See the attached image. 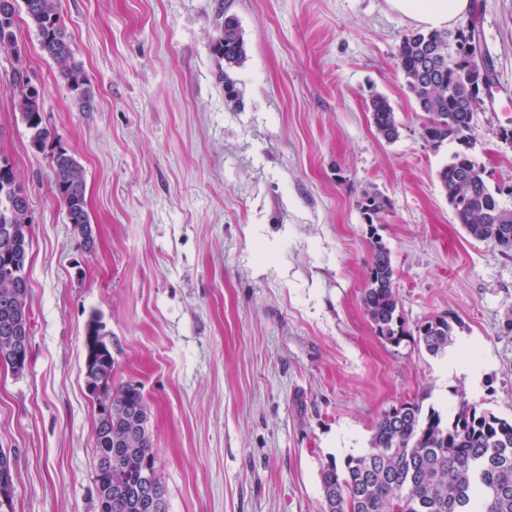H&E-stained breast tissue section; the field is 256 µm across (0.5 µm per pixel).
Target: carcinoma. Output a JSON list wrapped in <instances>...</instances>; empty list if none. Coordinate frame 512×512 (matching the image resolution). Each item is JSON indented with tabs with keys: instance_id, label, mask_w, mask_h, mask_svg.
I'll use <instances>...</instances> for the list:
<instances>
[{
	"instance_id": "obj_1",
	"label": "carcinoma",
	"mask_w": 512,
	"mask_h": 512,
	"mask_svg": "<svg viewBox=\"0 0 512 512\" xmlns=\"http://www.w3.org/2000/svg\"><path fill=\"white\" fill-rule=\"evenodd\" d=\"M41 50L57 64L80 111L93 110V90L82 66L74 60L70 35L58 0H0V48L21 57L16 38L19 9ZM213 52L229 65L246 58L237 21L224 18V28ZM397 64L419 111L425 113L423 138L439 145L452 140L469 144L474 112L495 84L493 63L480 49L478 19L468 32L447 29L416 30L398 47ZM18 109L28 132V144L45 152L50 131L43 119L40 90L20 84ZM369 110L378 134L391 142L399 124L389 100L376 95ZM53 191L65 207L80 249L94 248L93 227L85 197L84 168L64 146L50 153ZM438 179L455 216L475 239L512 251V209L504 207L487 187L483 167L467 153L457 151L438 172ZM372 225L390 208L379 193L359 201ZM0 362L21 354L30 358L31 346L13 340L11 329L28 335L30 247L29 197L11 161L0 156ZM362 303L376 333L390 343L405 335L395 286V270L386 247L371 241ZM459 321L450 313L437 315L417 327L426 351L442 355L454 345ZM104 328L92 317L85 328L84 367L98 375L99 389L112 399V411L96 420L94 434L97 512H168L165 490L155 468L148 432L147 404L134 385L112 388V350ZM323 512H512V420L462 403L443 417L422 402H400L383 411L370 448L339 463L329 460L320 472ZM154 486L160 508L140 490Z\"/></svg>"
}]
</instances>
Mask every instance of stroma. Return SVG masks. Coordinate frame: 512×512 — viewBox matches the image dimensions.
<instances>
[{"label": "stroma", "mask_w": 512, "mask_h": 512, "mask_svg": "<svg viewBox=\"0 0 512 512\" xmlns=\"http://www.w3.org/2000/svg\"><path fill=\"white\" fill-rule=\"evenodd\" d=\"M95 92L80 111L34 29L0 49V154L28 191L32 357L0 367V512H97L84 334L98 314L112 381L139 385L169 512H322L329 458L368 448L403 400L512 418V252L470 237L437 173L459 145L421 136L397 66L417 22L388 0H59ZM496 71L468 155L512 208V0H471ZM234 17L247 57L211 43ZM43 92L52 141L82 164L96 244L78 250L47 155L28 147L15 69ZM232 81L237 102L224 97ZM388 98L400 136L367 108ZM390 208L367 225L366 193ZM395 269L406 336L361 302L371 234ZM449 312L455 345L416 327Z\"/></svg>", "instance_id": "1"}]
</instances>
